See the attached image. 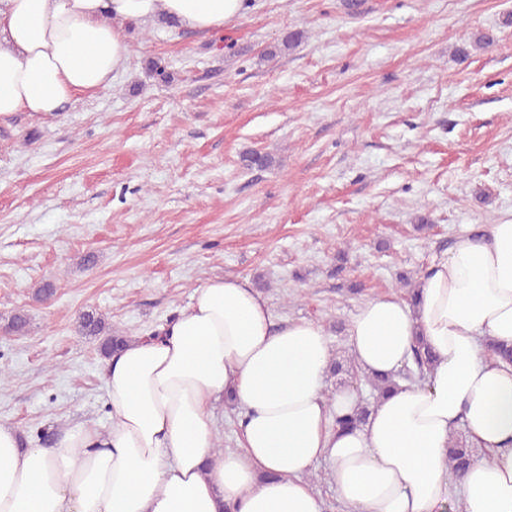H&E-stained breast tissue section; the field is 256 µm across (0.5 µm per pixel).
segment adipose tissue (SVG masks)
I'll return each instance as SVG.
<instances>
[{
  "label": "adipose tissue",
  "mask_w": 512,
  "mask_h": 512,
  "mask_svg": "<svg viewBox=\"0 0 512 512\" xmlns=\"http://www.w3.org/2000/svg\"><path fill=\"white\" fill-rule=\"evenodd\" d=\"M0 9V121L50 116L108 87L125 64V23L163 16L220 32L244 0H5ZM365 374L403 368L416 337L435 361L425 382L381 398L360 428L338 416L354 388L326 393L328 332L276 324L237 276L197 285L158 337H135L105 362L108 429L84 422L22 448L0 424V512H325L309 476L325 466L343 512H512V366L480 341L512 345V222L458 236L421 276L416 302L367 299L347 328ZM240 410L242 447L217 450L212 411ZM465 424L482 448L461 478L448 464Z\"/></svg>",
  "instance_id": "ef3b65f1"
}]
</instances>
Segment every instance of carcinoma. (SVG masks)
<instances>
[{"label": "carcinoma", "mask_w": 512, "mask_h": 512, "mask_svg": "<svg viewBox=\"0 0 512 512\" xmlns=\"http://www.w3.org/2000/svg\"><path fill=\"white\" fill-rule=\"evenodd\" d=\"M80 332L85 336H101L100 352L108 356L112 350L126 342V337L113 335L106 331L105 319L94 314L85 313L79 321ZM351 375L355 380L369 388V397L359 401L353 413L343 415L337 419V423L343 427H357L365 422L370 413L369 401H378L386 393L396 389L400 382H421L425 373L433 364V356L426 348L423 340L416 339L412 347L411 365L404 368L403 372L390 375H361L355 369L354 360L348 359ZM475 448L467 441L466 437L453 434L449 448V467L458 476L464 474L474 457Z\"/></svg>", "instance_id": "cac0c4a2"}]
</instances>
